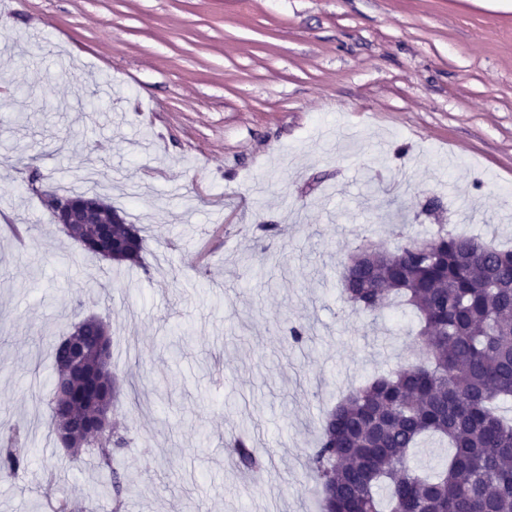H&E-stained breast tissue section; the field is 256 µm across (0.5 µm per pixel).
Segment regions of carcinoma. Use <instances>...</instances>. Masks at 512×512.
<instances>
[{
    "mask_svg": "<svg viewBox=\"0 0 512 512\" xmlns=\"http://www.w3.org/2000/svg\"><path fill=\"white\" fill-rule=\"evenodd\" d=\"M117 266H141L145 239L135 224L112 225L106 247ZM344 301L377 315L395 303L417 315L419 355L350 390L322 421L309 470L320 484V512H512V419L499 408L512 399V250L439 224L428 236L396 247L350 253L341 278ZM89 344L110 335L99 318L75 323ZM70 394L52 393L49 428L72 448L93 447L111 470L113 512L123 485L112 453L130 428L99 432L112 413L117 378L90 350L70 373ZM426 436L452 449L433 474L411 465ZM234 461L258 471L263 461L247 440L232 442ZM29 463L20 430L0 448V473L15 476Z\"/></svg>",
    "mask_w": 512,
    "mask_h": 512,
    "instance_id": "1",
    "label": "carcinoma"
}]
</instances>
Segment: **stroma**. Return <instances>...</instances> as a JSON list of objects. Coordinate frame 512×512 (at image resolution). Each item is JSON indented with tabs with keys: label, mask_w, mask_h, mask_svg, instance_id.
Wrapping results in <instances>:
<instances>
[{
	"label": "stroma",
	"mask_w": 512,
	"mask_h": 512,
	"mask_svg": "<svg viewBox=\"0 0 512 512\" xmlns=\"http://www.w3.org/2000/svg\"><path fill=\"white\" fill-rule=\"evenodd\" d=\"M45 191L123 211L144 268L85 253ZM436 224L512 248V0H0V426L30 449L0 512H112L47 423L50 344L89 316L122 512H317L321 419L416 353L407 309L344 303L342 264ZM87 318H84L75 323L71 330L80 326V334L90 345H93L98 339H100L103 336H110L109 328L106 324H104V322H102V320H100L97 317H94V319H91L89 321ZM232 448L234 461L239 468L258 471L263 467V461L254 453L245 438H234Z\"/></svg>",
	"instance_id": "obj_1"
}]
</instances>
